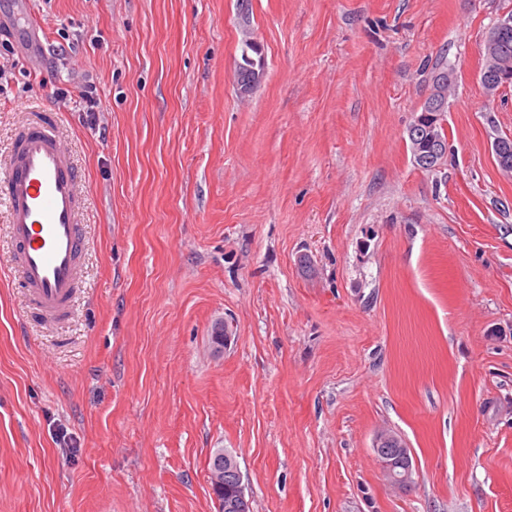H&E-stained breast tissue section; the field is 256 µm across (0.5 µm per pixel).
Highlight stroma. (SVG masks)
<instances>
[{
  "instance_id": "35a3bbf8",
  "label": "stroma",
  "mask_w": 512,
  "mask_h": 512,
  "mask_svg": "<svg viewBox=\"0 0 512 512\" xmlns=\"http://www.w3.org/2000/svg\"><path fill=\"white\" fill-rule=\"evenodd\" d=\"M29 7L36 40L0 0V157L25 107L60 111L87 249L71 318L41 319L0 204V512H218L220 448L251 512H512V88L479 81L512 0ZM441 67L426 171L407 129ZM87 83L94 115L53 96ZM455 75L456 73L453 68H443L436 72L432 77L431 93L425 99V103L435 96L434 90L436 89L437 82L441 80L444 82L447 96V106L444 112H448V96H450L455 85ZM425 103L421 107L417 120L407 130L408 140L413 161L416 165L424 170H436L437 164L439 168L444 164L448 150V137L444 127L445 113L443 112L442 117L436 119V112H424ZM421 155L425 159L435 158V160L433 162L426 161L428 164L424 166L418 160V157ZM374 453L377 461L382 466L387 480L401 489H406L410 486L412 477L409 480H395L393 477L388 475V470H385V464L389 461L394 460L395 464L398 460H402V458L407 454L411 458L409 448H406L405 444L398 436L387 433L382 434L379 437L376 448H374Z\"/></svg>"
}]
</instances>
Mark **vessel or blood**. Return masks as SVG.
Listing matches in <instances>:
<instances>
[{
  "mask_svg": "<svg viewBox=\"0 0 512 512\" xmlns=\"http://www.w3.org/2000/svg\"><path fill=\"white\" fill-rule=\"evenodd\" d=\"M57 111L30 112L0 162V198L29 302L50 321L68 317L85 247L80 183L57 134Z\"/></svg>",
  "mask_w": 512,
  "mask_h": 512,
  "instance_id": "b4317fda",
  "label": "vessel or blood"
}]
</instances>
